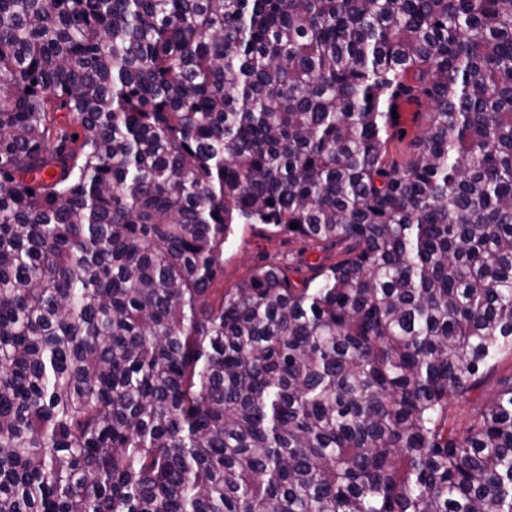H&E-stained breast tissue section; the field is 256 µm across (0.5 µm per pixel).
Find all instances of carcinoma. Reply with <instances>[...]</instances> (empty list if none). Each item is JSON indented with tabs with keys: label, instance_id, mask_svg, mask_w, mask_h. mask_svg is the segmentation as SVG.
Masks as SVG:
<instances>
[{
	"label": "carcinoma",
	"instance_id": "carcinoma-1",
	"mask_svg": "<svg viewBox=\"0 0 512 512\" xmlns=\"http://www.w3.org/2000/svg\"><path fill=\"white\" fill-rule=\"evenodd\" d=\"M505 354L512 0H0V512H512ZM398 118L397 127L398 139L396 138L392 144L393 154H397V158H403L404 153L410 149L411 144L419 136L421 132V123L415 116L416 112H427L430 101L423 95L420 96V105L415 102H406L404 99L398 101ZM224 244V273L213 287L227 291L268 262H283L291 268L290 276L300 282L311 275L309 263H316L326 253L316 251L295 237L274 232L266 224H235ZM511 374L512 358L510 355H506L497 363L495 369L488 374L485 382L472 393L469 399L455 405L452 408V412L458 416L462 423L465 416L470 413V409L492 397L497 391L499 380L509 377Z\"/></svg>",
	"mask_w": 512,
	"mask_h": 512
}]
</instances>
